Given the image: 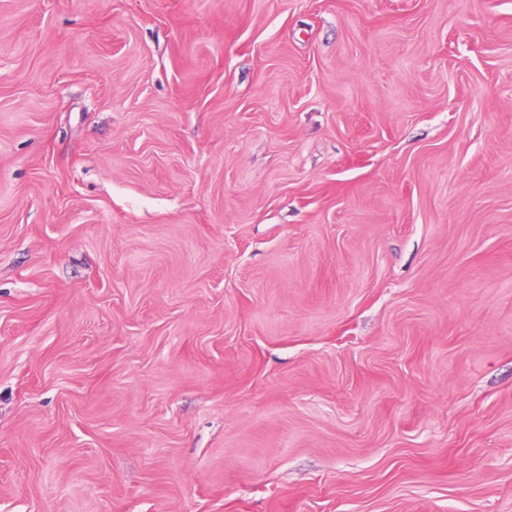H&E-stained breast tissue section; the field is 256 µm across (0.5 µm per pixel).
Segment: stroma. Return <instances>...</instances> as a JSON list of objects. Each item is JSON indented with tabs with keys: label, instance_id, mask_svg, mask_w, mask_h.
<instances>
[{
	"label": "stroma",
	"instance_id": "obj_1",
	"mask_svg": "<svg viewBox=\"0 0 512 512\" xmlns=\"http://www.w3.org/2000/svg\"><path fill=\"white\" fill-rule=\"evenodd\" d=\"M0 512H512V0H0Z\"/></svg>",
	"mask_w": 512,
	"mask_h": 512
}]
</instances>
